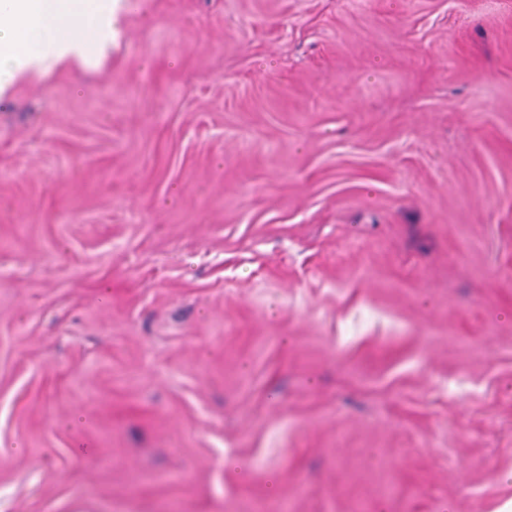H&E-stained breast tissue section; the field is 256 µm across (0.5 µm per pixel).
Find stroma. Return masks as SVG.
Wrapping results in <instances>:
<instances>
[{"instance_id":"35a3bbf8","label":"stroma","mask_w":512,"mask_h":512,"mask_svg":"<svg viewBox=\"0 0 512 512\" xmlns=\"http://www.w3.org/2000/svg\"><path fill=\"white\" fill-rule=\"evenodd\" d=\"M510 502L512 0H121L0 98V512Z\"/></svg>"}]
</instances>
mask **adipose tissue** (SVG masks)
I'll return each mask as SVG.
<instances>
[{
	"mask_svg": "<svg viewBox=\"0 0 512 512\" xmlns=\"http://www.w3.org/2000/svg\"><path fill=\"white\" fill-rule=\"evenodd\" d=\"M117 0H0V90L26 73L105 58L118 35Z\"/></svg>",
	"mask_w": 512,
	"mask_h": 512,
	"instance_id": "adipose-tissue-1",
	"label": "adipose tissue"
}]
</instances>
